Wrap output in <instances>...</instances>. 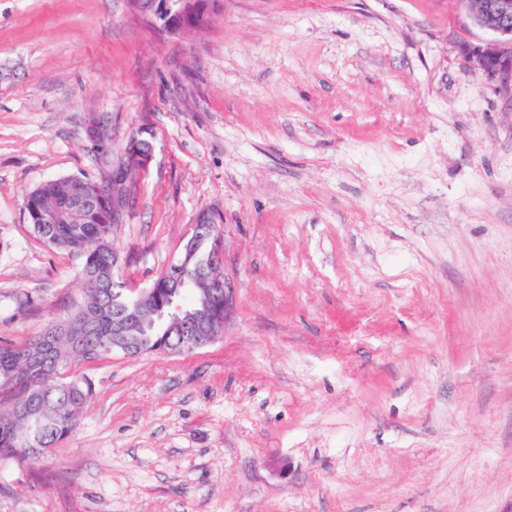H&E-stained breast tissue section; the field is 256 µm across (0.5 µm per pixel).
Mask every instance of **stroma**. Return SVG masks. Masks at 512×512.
<instances>
[{"label":"stroma","mask_w":512,"mask_h":512,"mask_svg":"<svg viewBox=\"0 0 512 512\" xmlns=\"http://www.w3.org/2000/svg\"><path fill=\"white\" fill-rule=\"evenodd\" d=\"M459 0H0V336L67 318L77 265L26 195L102 185L144 288L195 224L232 313L191 354L70 366L95 392L0 512H512V98ZM32 294L35 311L17 310ZM147 23L166 37L204 28L211 15L202 0H133Z\"/></svg>","instance_id":"35a3bbf8"}]
</instances>
